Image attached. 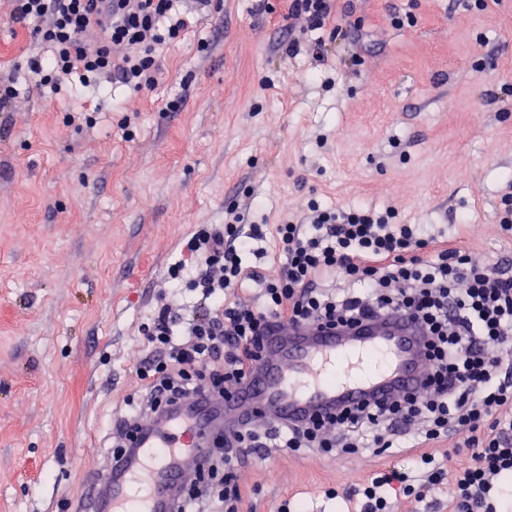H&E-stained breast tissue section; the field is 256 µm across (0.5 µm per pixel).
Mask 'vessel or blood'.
<instances>
[{"mask_svg": "<svg viewBox=\"0 0 512 512\" xmlns=\"http://www.w3.org/2000/svg\"><path fill=\"white\" fill-rule=\"evenodd\" d=\"M423 342L420 326L399 314L345 331L274 326L236 398L143 424L111 487L83 477L82 512H175L177 488L209 430L229 432L243 420L297 422L401 395L424 381Z\"/></svg>", "mask_w": 512, "mask_h": 512, "instance_id": "vessel-or-blood-1", "label": "vessel or blood"}]
</instances>
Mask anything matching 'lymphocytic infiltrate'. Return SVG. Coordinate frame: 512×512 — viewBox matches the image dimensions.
Segmentation results:
<instances>
[{
	"label": "lymphocytic infiltrate",
	"mask_w": 512,
	"mask_h": 512,
	"mask_svg": "<svg viewBox=\"0 0 512 512\" xmlns=\"http://www.w3.org/2000/svg\"><path fill=\"white\" fill-rule=\"evenodd\" d=\"M9 19L29 27L34 53L27 67L37 87L60 92L77 85L105 89L118 82L153 89L162 76L160 49L187 28L184 0H11ZM395 210L320 208L308 203L292 220L263 229L237 209L224 223L199 229L186 247L197 301L191 314L162 305L143 324L148 352L136 361L144 383L139 400L121 399L113 447L127 448L139 423L199 397H230L260 360L278 322L350 327L394 312L425 329L426 374L416 392L344 408L299 423L262 428L243 424L225 434L222 450L207 449L192 472L178 512L203 506L240 512L233 480L239 462L256 451L404 452L422 442L410 472L370 476L342 498L351 512H393V488L423 501L447 484L451 512H498L512 479V366L498 355L512 345V273L507 258L478 262L457 249H431L423 225L399 224ZM274 241L279 269H247L245 255L265 256ZM255 306L235 301L246 283ZM467 435L469 460L436 455L426 442Z\"/></svg>",
	"instance_id": "1"
}]
</instances>
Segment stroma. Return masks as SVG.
I'll list each match as a JSON object with an SVG mask.
<instances>
[{"label": "stroma", "instance_id": "obj_1", "mask_svg": "<svg viewBox=\"0 0 512 512\" xmlns=\"http://www.w3.org/2000/svg\"><path fill=\"white\" fill-rule=\"evenodd\" d=\"M288 0H190L153 90L113 85L0 110V512H74L112 456L116 396L140 388V326L170 302L186 243L246 204L277 224L307 202L390 206L471 256L512 258V0H336L320 32ZM0 0V73L30 35ZM413 25L395 28L391 14ZM354 29H346L347 21ZM345 34H338V27ZM300 42L296 57L280 43ZM93 112V125L71 120ZM400 454L251 456L243 512H341Z\"/></svg>", "mask_w": 512, "mask_h": 512}]
</instances>
